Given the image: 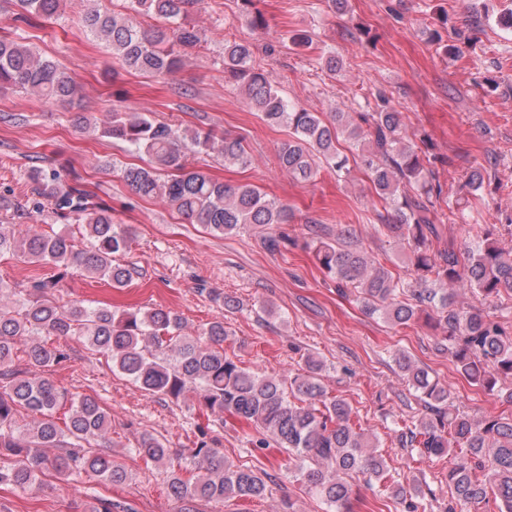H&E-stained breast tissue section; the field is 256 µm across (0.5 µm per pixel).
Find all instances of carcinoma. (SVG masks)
<instances>
[{
  "label": "carcinoma",
  "instance_id": "1",
  "mask_svg": "<svg viewBox=\"0 0 512 512\" xmlns=\"http://www.w3.org/2000/svg\"><path fill=\"white\" fill-rule=\"evenodd\" d=\"M202 0H126L119 17L94 8L82 19L84 31L103 41L121 65L158 80L181 69L201 47V39L187 25V16ZM15 29L33 27L58 16L65 0H11ZM149 16L161 24L144 28L137 17ZM253 46L224 44V77L242 89L261 118L288 127L291 139L280 148L282 168L308 180L320 165L336 176L349 173V158L338 148L339 139L362 147L359 154L376 195L389 208L382 225L385 234L410 248L411 280L397 278L371 260L360 248L342 244L350 235L343 228L336 242L322 241L315 250L320 267L336 279L339 288H354L367 314L380 316L394 327H408L422 318L441 332L436 349L452 357L456 370L472 384L492 391L502 378H512V332L480 306L455 304L453 287L466 286L485 300L512 293V251L487 232L474 248L448 242L434 249L440 237L437 203L442 185L434 178L436 156L403 136V115L383 93L376 109L352 123L336 112L325 121L316 112L287 100L267 73L250 65ZM21 89L46 102L72 103L79 88L67 68L37 56L21 34L0 39V92ZM101 135L126 143L147 157L144 165L121 169L131 190L143 198H161L190 224L224 234L245 224H286L288 207L265 199L251 184L229 185L190 166L187 150L216 151L224 163L249 162L243 140L213 131L181 129L156 122L144 113L112 109ZM81 176L71 172L73 185L55 188L50 195L60 210L77 216L85 226L90 248L77 250L66 235L21 234L11 224L0 225V255L21 252L32 263H48L67 270L79 266L122 288L131 270L112 263V255L130 248L128 226L112 223L111 209L88 201L79 188ZM59 279H38L16 295L12 304H0V485L21 490L41 489L46 479L66 482L74 474H90L108 484L129 478L126 469L97 448L111 421L98 400L74 395L50 377L65 362V349L44 342L26 344L31 371L13 368L19 345L30 336L76 337L92 350L112 358V367L141 391L179 400L195 393L198 405L227 413L255 426L254 448L269 441L288 451L295 477L334 512H353L356 495L346 477L355 474L389 489V465L377 444L355 420L352 406L341 397H329L319 376L324 364L305 360L306 371L285 381L250 371L224 354L228 332L224 317L208 323L199 336L185 332L184 319L170 310L148 308L117 312L108 306L80 303L60 305L55 296ZM403 380L423 402L425 415L418 426L399 430L402 448H420L426 456H442L459 449L446 475L448 508L494 500L498 512H512V418L486 416L475 420L450 409L448 388L403 352L395 354ZM64 410V418L56 417ZM33 423L21 420V411ZM219 439L198 427L194 447L186 459L198 470L190 479L171 471L170 494L182 501L222 502L260 498L266 494L264 475L245 465L224 460ZM135 452L148 462L169 459L165 443L143 434ZM392 493L403 512H419L420 503L397 485Z\"/></svg>",
  "mask_w": 512,
  "mask_h": 512
}]
</instances>
